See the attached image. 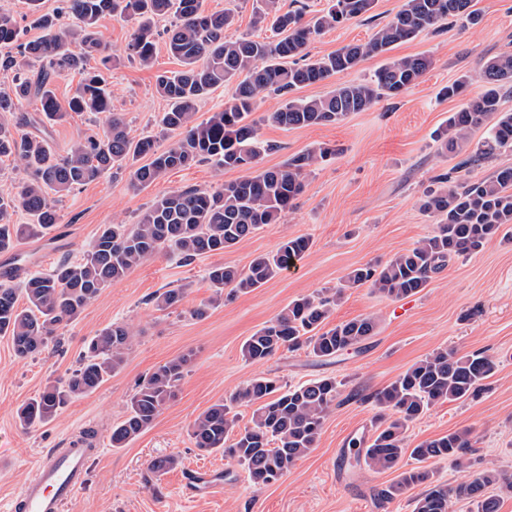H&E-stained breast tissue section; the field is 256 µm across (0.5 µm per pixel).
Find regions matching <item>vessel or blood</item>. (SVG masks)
<instances>
[{
    "label": "vessel or blood",
    "instance_id": "obj_1",
    "mask_svg": "<svg viewBox=\"0 0 512 512\" xmlns=\"http://www.w3.org/2000/svg\"><path fill=\"white\" fill-rule=\"evenodd\" d=\"M89 459V452L79 447L51 450L9 500L5 512H64L86 482Z\"/></svg>",
    "mask_w": 512,
    "mask_h": 512
}]
</instances>
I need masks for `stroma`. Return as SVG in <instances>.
I'll return each mask as SVG.
<instances>
[{
    "label": "stroma",
    "mask_w": 512,
    "mask_h": 512,
    "mask_svg": "<svg viewBox=\"0 0 512 512\" xmlns=\"http://www.w3.org/2000/svg\"><path fill=\"white\" fill-rule=\"evenodd\" d=\"M403 0H375L370 19L351 20L317 36L308 46L318 59L337 49L366 41L400 10ZM477 24H449L396 44L389 54L362 61L347 76L294 90L284 98L269 94L254 112L263 118L286 99L325 96L348 78H369L388 58L426 55L432 67L420 82L370 110L350 114L324 126L283 129L263 123L262 139L274 149L261 158L264 168L279 167L288 157L321 144L337 146L338 155L318 163L304 193L278 223L263 226L234 249L183 263L166 250L103 289L79 318L62 331L60 345L17 358L10 337L0 336V503L29 477L51 448H65L92 435L97 453L88 482L67 512H413L419 488L390 501L378 493L396 479L393 470L376 471L356 463V444L373 434L380 412L372 394L393 382L435 349L457 355L481 353L494 363L479 396L444 402L409 423L406 447L456 430H469L473 446L459 463L424 462L436 479L455 487L479 472L495 469L512 477V226L504 227L478 252L456 259L417 295L392 300L367 287H347L359 266L383 262L434 234L435 217L422 213L418 198L433 176L453 166L433 133L483 89L485 63L512 52V0H474ZM258 0H203L208 11L232 10L230 37L269 39L255 24ZM158 19L152 66L125 59L132 24L105 16L97 31L121 61L112 69V109L123 116L132 135L157 134V117L168 108L156 94L155 77L180 65L168 51ZM469 84L462 96L443 100L441 87L460 75ZM103 119L69 113L51 127V145L64 152L87 132L103 131ZM240 170L205 162L170 171L149 188L136 192L126 175H105L64 196L58 203L56 231L27 237L9 253H0V275L13 268L48 274L65 258H80L105 224H132L156 198L186 187L216 186L239 178ZM311 238L310 251L288 271L248 293L216 296L207 279L215 264L247 269L256 256L273 252L291 236ZM185 290L182 304L156 309L153 296L163 288ZM340 292L330 323L376 316L379 329L366 348L330 360L307 351H282L268 361L251 363L241 352L244 341L268 324L291 300ZM207 305L205 318L191 311ZM124 321L138 335L124 368L95 391L74 399L50 422L31 428L18 419L20 408L52 382L65 379L79 365L83 341L104 327ZM189 356L177 396L150 429L128 447L109 441L113 423L122 419L138 382L157 366ZM279 376L293 386L323 376L341 381V394L324 422L315 448L280 480L258 486L234 461L218 452L204 453L189 436L193 420L210 405L229 397L248 380ZM173 455L179 465L156 486L144 480L148 463Z\"/></svg>",
    "instance_id": "stroma-1"
}]
</instances>
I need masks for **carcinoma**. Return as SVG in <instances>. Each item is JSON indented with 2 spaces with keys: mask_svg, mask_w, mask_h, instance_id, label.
Masks as SVG:
<instances>
[{
  "mask_svg": "<svg viewBox=\"0 0 512 512\" xmlns=\"http://www.w3.org/2000/svg\"><path fill=\"white\" fill-rule=\"evenodd\" d=\"M257 22H269L271 41L230 38L234 25L230 10L208 12L202 0H61L52 13H41L32 25L42 36L20 40L15 17L0 11V71L11 74V85L0 90V158L11 157L27 174L14 197H0V253H7L26 237L44 234L59 223L55 200L110 173L127 174L136 191L150 187L169 171L211 160L244 175L213 188L174 190L152 202L134 224H104L77 260L64 261L47 275L29 274L16 284L0 283V335L12 340L16 355L42 353L50 343L60 344L59 330L78 318L100 292L126 277L164 249L183 262L220 254L236 247L266 224L277 223L294 205L307 177L320 160L336 150L320 147L288 158L280 168H258L273 146L261 139L259 122L251 119L260 96L291 91L344 74L363 59L391 50L428 29L445 28L448 19L478 22L473 0H405L396 15L363 43L346 45L325 57L308 58L307 46L323 30L369 13L375 0H329L322 14L306 22L300 11L280 12L277 0H262ZM176 22L166 31V45L182 69L159 74L155 91L168 102L159 125L178 139L158 148L152 136L135 137L125 120L112 111L107 90L109 63L96 31L100 17L119 15L136 22L126 46V57L148 67L155 55L154 24L168 14ZM100 58V64L90 60ZM431 66L422 55L389 60L361 82L345 81L325 97L289 100L262 121L284 129L339 123L353 112H364L383 98H396L417 85ZM77 72L81 80L62 106L53 84L64 73ZM485 86L469 98L435 132L443 154L456 160L425 190L420 210L440 219L437 230L385 263L366 264L348 274L352 287L367 286L391 299L420 293L454 259L479 251L506 225L512 224V166L500 167L487 178L470 181L464 173L512 150V111L501 108L502 90L512 83V53L488 60ZM235 82L224 109L196 121V105L215 88ZM35 98L41 116L17 115L23 102ZM69 112L105 115L103 134L86 133L60 154L48 142L44 120L56 122ZM492 123L478 141L472 131L486 120ZM149 162L139 165L141 158ZM25 210L31 224L14 223L16 209ZM312 247L304 235L290 237L270 254L254 258L240 271L218 264L207 271L216 293L231 288L247 293L288 270ZM24 296L26 306L18 304ZM342 291L331 296H303L288 303L268 324L242 345L245 360L258 363L281 350H306L321 359L358 351L376 336L373 315L329 325ZM184 289L172 288L155 296L159 310L177 307ZM137 331L114 322L85 340L79 367L63 382L46 386L19 411L27 426L52 420L73 399L96 390L125 365ZM185 355L158 366L136 387L122 421L112 426L110 442L125 448L152 427L161 411L177 395L188 366ZM494 371L486 356H456L438 349L415 362L395 381L373 395L383 409L368 446L357 461L374 470H392L410 455L419 462L448 459L458 462L472 451L469 431H454L405 448L409 423L444 401L466 400L477 394ZM340 396L334 377H321L287 386L276 377L257 376L229 399L218 401L193 422L195 448L221 450L242 466L256 485L278 481L315 448L323 423ZM252 408L250 425L239 426L235 407ZM172 455L153 459L148 472L157 477L173 469ZM424 484L414 500V512H451L453 496L470 500L476 512H499V499L488 493L494 486L512 492V481L496 470H486L455 490L421 468L401 472L379 492L392 500Z\"/></svg>",
  "mask_w": 512,
  "mask_h": 512,
  "instance_id": "carcinoma-1",
  "label": "carcinoma"
}]
</instances>
